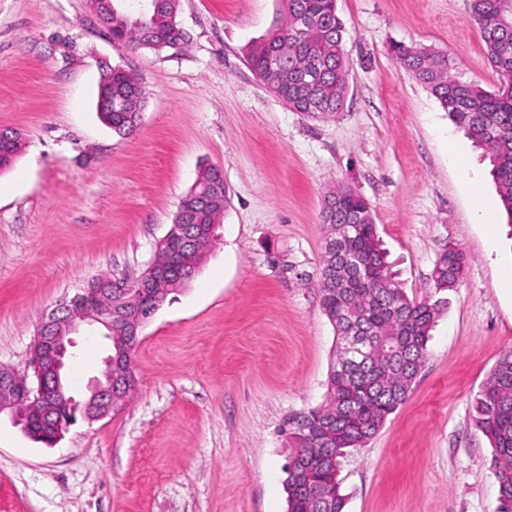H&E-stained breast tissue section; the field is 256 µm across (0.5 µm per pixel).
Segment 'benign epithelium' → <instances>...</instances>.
Listing matches in <instances>:
<instances>
[{"label": "benign epithelium", "instance_id": "1", "mask_svg": "<svg viewBox=\"0 0 512 512\" xmlns=\"http://www.w3.org/2000/svg\"><path fill=\"white\" fill-rule=\"evenodd\" d=\"M184 229L183 224L171 226L161 241L166 252L165 261L161 264L151 263L145 274L155 278L171 276L179 262L183 239L180 231ZM142 282L143 278L140 277L132 283L114 280L110 288H86L80 296L65 301L47 313L39 324L29 351L28 368L32 370L35 381H29L30 376L25 372L0 365V414L8 413L13 422L27 434L31 433L33 418L42 415L48 419L51 437L56 444L71 426V423L62 419L52 418L58 405L78 401L82 418L89 422L119 412L125 404L126 391L132 378L131 352L139 341L142 328L158 310L157 304L151 306L149 314L142 313L132 321L128 335L112 337L114 344L104 359V379L92 380L82 399L65 396L53 387V383L66 381L67 361L75 347L72 334L82 325L100 324L112 328V315L126 314L121 308L112 310V293L127 295ZM72 306L84 309L82 321L74 322L60 316L61 310Z\"/></svg>", "mask_w": 512, "mask_h": 512}]
</instances>
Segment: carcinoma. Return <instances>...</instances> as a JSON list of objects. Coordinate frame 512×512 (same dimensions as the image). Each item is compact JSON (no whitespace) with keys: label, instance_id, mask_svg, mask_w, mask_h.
<instances>
[{"label":"carcinoma","instance_id":"carcinoma-1","mask_svg":"<svg viewBox=\"0 0 512 512\" xmlns=\"http://www.w3.org/2000/svg\"><path fill=\"white\" fill-rule=\"evenodd\" d=\"M282 18L247 51V62L261 82L290 109L307 116L333 115L347 97L344 24L336 0H280ZM179 0H112L105 24L112 39L154 51H181L190 33L177 20ZM473 20L499 85L489 91L451 74L448 55L419 45L395 44L391 55L427 88L480 148L503 207L512 223V6L507 0H471ZM112 86V102L97 107L113 133L132 132L146 103L140 80L112 68L101 75L98 92ZM22 147L21 133L0 128V172ZM227 191L215 193L203 216L190 214L191 235L180 270L194 273L216 238ZM324 224H355L352 239L328 242L318 280L323 314L336 335L326 396L317 407L285 421L293 471L286 472L288 512H344L339 471L347 451L362 448L405 402L422 369L430 332L445 301L409 298L391 274L370 204L348 187L325 198ZM466 262L457 247L443 249L433 271L435 291L457 287ZM359 334L362 352L346 349ZM473 426L489 440V468L497 483L500 512H512V352L496 363L475 395Z\"/></svg>","mask_w":512,"mask_h":512}]
</instances>
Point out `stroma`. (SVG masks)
Returning a JSON list of instances; mask_svg holds the SVG:
<instances>
[{
  "label": "stroma",
  "instance_id": "35a3bbf8",
  "mask_svg": "<svg viewBox=\"0 0 512 512\" xmlns=\"http://www.w3.org/2000/svg\"><path fill=\"white\" fill-rule=\"evenodd\" d=\"M348 93L327 118L292 111L246 62L279 0H180L184 51L112 40L89 0H0V127L23 134L0 174V364L25 371L44 315L93 278L130 281L152 261L199 170L229 205L194 278L144 327L125 407L48 447L0 417V512H288V416L320 405L336 338L320 307L321 212L350 187L371 205L409 297L434 299L448 246L467 261L405 403L341 463L344 512H497L491 448L472 401L512 351V229L479 149L497 224H477L449 141L468 138L389 48L447 54L495 89L471 0H337ZM146 90L136 129L96 112L104 66ZM75 393L99 377L102 331L80 329Z\"/></svg>",
  "mask_w": 512,
  "mask_h": 512
}]
</instances>
